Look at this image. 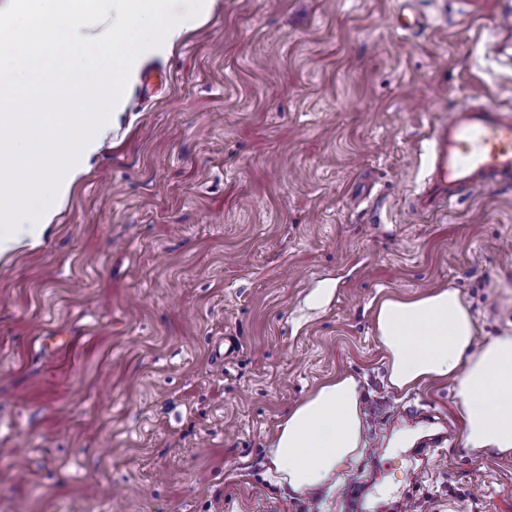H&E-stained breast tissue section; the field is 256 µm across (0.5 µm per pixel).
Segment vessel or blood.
Instances as JSON below:
<instances>
[{"label":"vessel or blood","mask_w":512,"mask_h":512,"mask_svg":"<svg viewBox=\"0 0 512 512\" xmlns=\"http://www.w3.org/2000/svg\"><path fill=\"white\" fill-rule=\"evenodd\" d=\"M429 173L411 201L428 214L512 181V112L474 99L459 105L428 138Z\"/></svg>","instance_id":"b4317fda"}]
</instances>
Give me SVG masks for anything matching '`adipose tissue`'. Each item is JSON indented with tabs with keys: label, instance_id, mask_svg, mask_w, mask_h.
<instances>
[{
	"label": "adipose tissue",
	"instance_id": "ef3b65f1",
	"mask_svg": "<svg viewBox=\"0 0 512 512\" xmlns=\"http://www.w3.org/2000/svg\"><path fill=\"white\" fill-rule=\"evenodd\" d=\"M375 329L391 389L450 381L463 446L512 454V332L478 343L476 321L454 288L383 301ZM365 451L362 389L355 376L340 375L289 411L268 464L278 485L308 495L335 486Z\"/></svg>",
	"mask_w": 512,
	"mask_h": 512
}]
</instances>
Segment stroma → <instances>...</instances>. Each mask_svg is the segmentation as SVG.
<instances>
[{
  "mask_svg": "<svg viewBox=\"0 0 512 512\" xmlns=\"http://www.w3.org/2000/svg\"><path fill=\"white\" fill-rule=\"evenodd\" d=\"M401 4L213 0L129 79L40 242L0 257V512H512V455L464 450L447 381L389 388L374 331L448 287L480 340L512 323V183L409 208L438 120L512 109V0H414V34ZM342 374L365 455L332 492L275 487L279 423Z\"/></svg>",
  "mask_w": 512,
  "mask_h": 512,
  "instance_id": "obj_1",
  "label": "stroma"
}]
</instances>
